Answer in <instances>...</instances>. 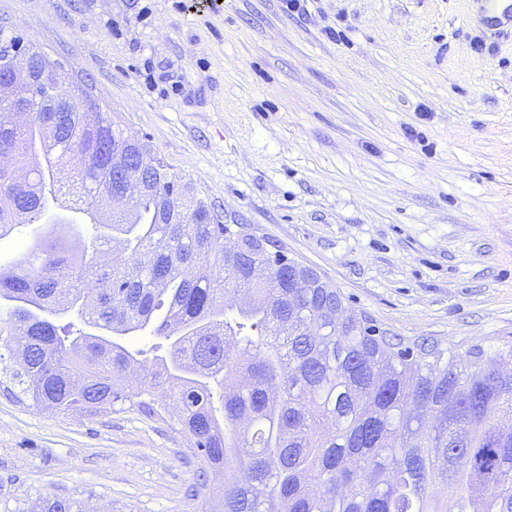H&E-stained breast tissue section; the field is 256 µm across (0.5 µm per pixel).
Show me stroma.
<instances>
[{"label":"stroma","mask_w":512,"mask_h":512,"mask_svg":"<svg viewBox=\"0 0 512 512\" xmlns=\"http://www.w3.org/2000/svg\"><path fill=\"white\" fill-rule=\"evenodd\" d=\"M226 224L407 340L512 339V26L480 0H0ZM177 409L86 416L0 386V512H211Z\"/></svg>","instance_id":"stroma-1"}]
</instances>
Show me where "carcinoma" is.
<instances>
[{"instance_id":"obj_1","label":"carcinoma","mask_w":512,"mask_h":512,"mask_svg":"<svg viewBox=\"0 0 512 512\" xmlns=\"http://www.w3.org/2000/svg\"><path fill=\"white\" fill-rule=\"evenodd\" d=\"M25 54L67 96L33 101L24 124L0 99V239L60 195L112 233L76 262L55 224L0 268V375L18 394L91 416L177 401L217 512H512V341L463 356L377 330L315 270L220 223L42 51ZM140 155L147 179L114 211L115 177ZM68 312L107 335H60L52 317ZM146 330L169 358L132 379L128 338ZM41 512L81 509L47 498Z\"/></svg>"}]
</instances>
